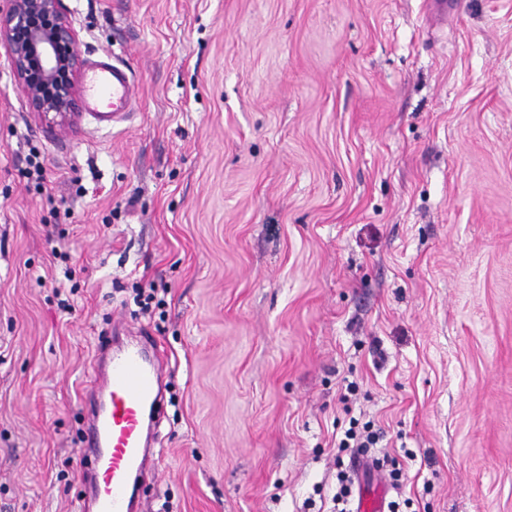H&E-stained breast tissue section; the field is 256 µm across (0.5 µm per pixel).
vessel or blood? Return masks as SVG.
Returning <instances> with one entry per match:
<instances>
[{"label": "vessel or blood", "instance_id": "obj_1", "mask_svg": "<svg viewBox=\"0 0 512 512\" xmlns=\"http://www.w3.org/2000/svg\"><path fill=\"white\" fill-rule=\"evenodd\" d=\"M85 91L89 112L103 124L123 120L135 101L133 74L114 57L91 63ZM99 349L102 360L88 381L96 402L78 465L85 493L77 512H138L149 453L145 422L162 399L160 366L139 346L103 341ZM386 497L382 483L360 484L355 512H386Z\"/></svg>", "mask_w": 512, "mask_h": 512}]
</instances>
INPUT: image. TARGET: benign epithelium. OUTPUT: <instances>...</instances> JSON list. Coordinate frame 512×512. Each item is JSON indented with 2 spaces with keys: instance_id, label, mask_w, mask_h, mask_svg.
I'll list each match as a JSON object with an SVG mask.
<instances>
[{
  "instance_id": "obj_1",
  "label": "benign epithelium",
  "mask_w": 512,
  "mask_h": 512,
  "mask_svg": "<svg viewBox=\"0 0 512 512\" xmlns=\"http://www.w3.org/2000/svg\"><path fill=\"white\" fill-rule=\"evenodd\" d=\"M0 46L32 111L63 120L76 112L82 61L63 0H8L0 8Z\"/></svg>"
}]
</instances>
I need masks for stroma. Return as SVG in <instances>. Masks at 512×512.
<instances>
[{
  "instance_id": "obj_1",
  "label": "stroma",
  "mask_w": 512,
  "mask_h": 512,
  "mask_svg": "<svg viewBox=\"0 0 512 512\" xmlns=\"http://www.w3.org/2000/svg\"><path fill=\"white\" fill-rule=\"evenodd\" d=\"M64 7L139 94L48 123L0 47V512H75L105 330L163 366L144 512H331L353 417L407 512H512V0Z\"/></svg>"
}]
</instances>
